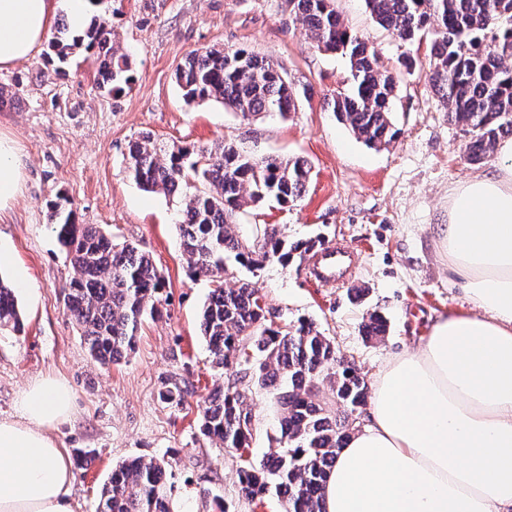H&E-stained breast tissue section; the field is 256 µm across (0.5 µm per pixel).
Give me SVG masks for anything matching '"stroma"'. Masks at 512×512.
Listing matches in <instances>:
<instances>
[{
	"label": "stroma",
	"mask_w": 512,
	"mask_h": 512,
	"mask_svg": "<svg viewBox=\"0 0 512 512\" xmlns=\"http://www.w3.org/2000/svg\"><path fill=\"white\" fill-rule=\"evenodd\" d=\"M333 6L351 32L368 39L381 65L400 76L392 108L397 134L389 144L364 145L328 111L329 99L350 91L349 62L315 48L283 0L89 2L86 15H103L129 56L134 82L118 94L98 89L95 60L82 49L61 77L48 75L43 45L0 71V136L13 142L21 174L17 197L0 209V239L12 255L0 274L15 282L24 320L23 332H0V418L16 415L20 393L34 380L50 375L68 384L71 412L52 434L74 463L77 512H95L113 466L142 455L171 461L174 512H212L216 496L226 512L281 509L272 494L260 507L242 497L237 452L198 433V400L227 382L212 367L198 329L211 285L188 273L177 227L182 199L145 192L126 173L128 145L140 133L200 146L226 140L309 163L300 200L265 203L244 215L239 229L247 236L253 225L280 224L294 239L321 231L357 254L355 276L342 287L312 283L304 260L270 263L254 282L269 322H315L366 381L390 355L417 347L437 317L469 311L432 227L448 221L449 189L496 159L468 160L469 134L449 121L426 79V45L401 42L380 27L364 0ZM241 45L270 60L293 87L307 88L295 112L247 122L215 102L185 103L177 63L197 49ZM59 195L70 200L77 223L100 225L116 242L148 252L165 278L160 315L142 323L118 363L91 360L65 308L74 270L46 209ZM374 311L386 318L388 332L369 341L361 325ZM176 380L195 387L181 407L159 397ZM249 404V452L259 460L277 449L278 411L271 394L257 387Z\"/></svg>",
	"instance_id": "obj_1"
}]
</instances>
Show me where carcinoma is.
Here are the masks:
<instances>
[{"label":"carcinoma","mask_w":512,"mask_h":512,"mask_svg":"<svg viewBox=\"0 0 512 512\" xmlns=\"http://www.w3.org/2000/svg\"><path fill=\"white\" fill-rule=\"evenodd\" d=\"M371 16L404 42H430V87L448 119L466 127L470 160L493 153L512 134V0H364ZM318 49L342 48L352 88L327 102L337 120L370 147L397 134L391 104L396 78L384 69L361 36L340 20L332 0H285ZM98 56L101 91L131 88L128 55L112 29L95 17L81 30L63 23L48 42L53 72L73 50ZM186 103L214 101L244 120L296 111L298 94L274 64L244 47L196 50L176 67ZM127 171L152 193L184 191L178 224L183 255L193 278L204 277L211 293L200 312V330L219 369L235 367L227 387L204 401L199 431L209 441L236 451L249 447L252 412L248 395L259 386L280 406V451L259 461L241 460L240 493L248 499L273 492L285 512H325L324 489L336 452L356 430L357 412L366 405L368 384L355 365L338 356L334 341L306 319L292 326L266 323L258 290L245 278L224 287L228 277L254 274L266 264L283 266L325 243L317 233L288 237L285 228L256 224L248 237L238 218L264 202L280 206L303 197L311 167L301 158L284 159L239 150L231 143L210 147L165 143L146 132L128 147ZM205 181L209 192L193 190ZM68 201L49 204L57 239L76 270L65 289V305L81 330L91 359L101 365L120 361L132 350L146 317L161 313L163 278L149 254L131 243L115 244L95 224H78ZM21 331L14 288L0 278V331ZM369 340L387 332L386 319L373 312L362 323ZM328 385L336 399L331 412L316 399ZM195 393L188 381L172 382L163 402L180 406ZM169 462L138 456L112 469L98 497L96 512H171Z\"/></svg>","instance_id":"cac0c4a2"}]
</instances>
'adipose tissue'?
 <instances>
[{
  "label": "adipose tissue",
  "mask_w": 512,
  "mask_h": 512,
  "mask_svg": "<svg viewBox=\"0 0 512 512\" xmlns=\"http://www.w3.org/2000/svg\"><path fill=\"white\" fill-rule=\"evenodd\" d=\"M59 0H0V71L45 39ZM454 186L432 231L470 312L432 323L375 376L367 421L340 448L326 512H512V138ZM69 390L45 376L0 418V512H75L74 466L51 430Z\"/></svg>",
  "instance_id": "1"
}]
</instances>
